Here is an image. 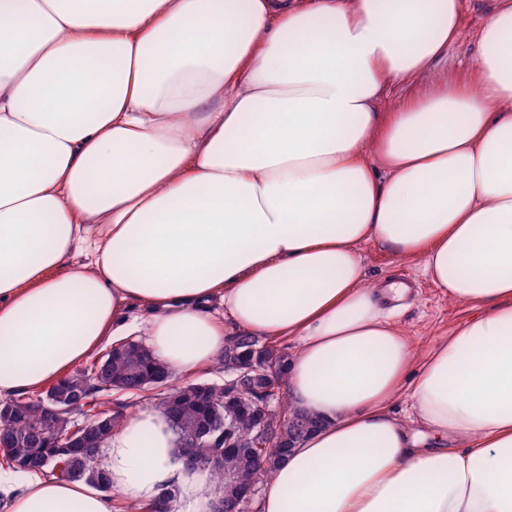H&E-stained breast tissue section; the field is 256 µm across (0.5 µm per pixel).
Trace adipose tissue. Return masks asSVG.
I'll use <instances>...</instances> for the list:
<instances>
[{
	"label": "adipose tissue",
	"instance_id": "ef3b65f1",
	"mask_svg": "<svg viewBox=\"0 0 512 512\" xmlns=\"http://www.w3.org/2000/svg\"><path fill=\"white\" fill-rule=\"evenodd\" d=\"M463 0H0V400L145 329L178 377L237 328L299 343L320 426L258 512H512V0L466 80L435 68ZM364 243L424 256L476 316L421 356ZM85 249L88 263L74 265ZM411 413H395L401 395ZM111 481L0 468L5 512H211L164 410L124 414Z\"/></svg>",
	"mask_w": 512,
	"mask_h": 512
}]
</instances>
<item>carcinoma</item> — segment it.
<instances>
[{"instance_id":"obj_1","label":"carcinoma","mask_w":512,"mask_h":512,"mask_svg":"<svg viewBox=\"0 0 512 512\" xmlns=\"http://www.w3.org/2000/svg\"><path fill=\"white\" fill-rule=\"evenodd\" d=\"M290 354L285 348L261 343L257 336L241 333L224 349L217 364L252 362L258 372L237 380L236 396L224 394V386L190 383L174 387L172 373L141 343H118L111 346L90 365L78 368L57 386L68 385L81 394V406L95 412L90 432L91 444L66 449L51 462H45L50 445L63 442L70 435L73 414L63 411L54 418L45 416L33 396L13 398L24 404L18 412L0 406V430L10 434L11 442L3 449L5 466L24 470H45L63 482L88 480L105 491L111 490L108 476L96 453L119 425L123 411L112 406V384L158 407L171 403L168 416L176 435L181 458L194 463L192 470L205 471L219 492L227 484L241 486L261 482L275 459L288 452L317 425L308 415L291 410L287 400L286 367ZM270 399V408L283 425L279 443L274 448L256 452V423L267 417L262 412L263 400ZM234 419L231 433L237 453L224 451V421Z\"/></svg>"}]
</instances>
